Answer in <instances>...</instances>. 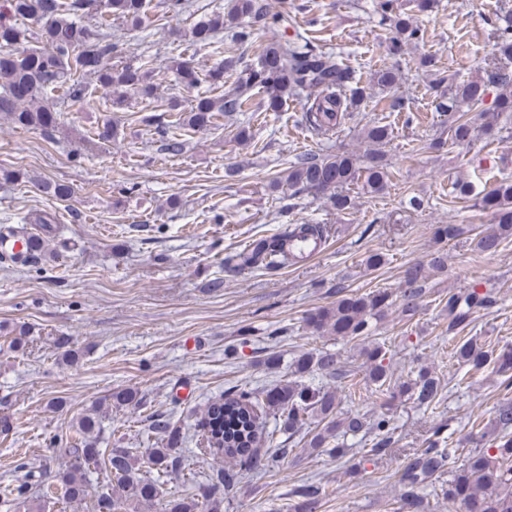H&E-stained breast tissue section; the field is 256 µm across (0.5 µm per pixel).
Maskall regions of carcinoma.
<instances>
[{
  "mask_svg": "<svg viewBox=\"0 0 512 512\" xmlns=\"http://www.w3.org/2000/svg\"><path fill=\"white\" fill-rule=\"evenodd\" d=\"M44 0H0V114L19 128H38L50 138L65 135L69 128L44 96L58 90L74 102L85 96L84 78L95 77L96 86L114 112L124 111L132 98L157 100L155 82L157 68L150 59L137 62L112 63V43L107 29L116 16L134 27L142 25L145 0H52L54 9L46 13ZM394 0H377L382 15L393 18L397 35L391 39L389 53L398 55L404 47L421 38V30L408 15L397 13ZM267 17L269 23L265 42L261 44L257 62L248 64L241 57H226L208 73L213 85L224 84V72L237 74V90H262L267 96L268 109L276 111L288 95H304V119L314 131L326 135L334 131L350 113L372 96L376 89L390 90L396 86L398 71L383 67L373 71L367 83L356 79L355 71L337 56L312 45L301 36L288 40L279 33L286 21L280 13L271 14L263 0H232L229 11L218 12L200 21L191 31L196 44L217 43L226 26H239L252 17ZM499 65L493 70L449 88L448 132L452 143L472 141L473 123L466 112H474L485 131L499 125L501 116L512 112V15L494 44ZM166 68L174 72L187 87L199 83L197 67L181 57H172ZM496 90L493 105L484 107L490 90ZM248 100L240 96H199L184 122L204 130L220 117L243 112ZM466 106L467 111L460 110ZM370 149L360 157L342 152L323 158L305 155L288 169L285 181L288 188L314 193H329V200L338 210L348 207L349 198L343 189L352 184L372 192L384 189L389 178L388 163L382 147L391 137L385 125L368 126L363 131ZM483 210L492 213L494 223L484 228L475 241L483 255L494 256L504 240L512 236V181H503L486 192L480 200ZM310 232L324 234L320 224H288L278 234L253 241L240 251L224 257V266L231 270L264 268L275 271L285 267L292 258L285 250L290 237ZM445 265V256L436 253L426 264L413 263L403 271L401 313L410 317L420 305L423 286ZM495 304L492 291L480 293L474 289L448 292V331L452 332L470 320L476 308ZM392 306L390 294L371 291L364 294H344L330 306L321 307L307 318V325L315 332L356 339L366 335L369 320L383 319ZM369 380L376 386L375 393L394 398L390 391L388 365L384 364L387 349L374 344L363 349ZM454 356L459 364L468 367L474 375L490 363L497 372L506 375L512 371V347L502 348L491 356L471 338L457 343ZM319 371L336 379L348 378L338 366L336 354L329 351L304 352L294 362L297 379L281 385L266 394V406L285 431L303 426L305 416L320 418L321 428L308 442L315 452L338 436L355 437L360 433H374L371 455L376 456L395 443L389 420L383 418L370 423L352 412L337 411L339 387L313 388L301 381L305 374ZM440 386L426 367L418 370L415 378L399 384L398 393L406 395L426 409L438 403ZM246 393H224L212 402L200 421L202 437L208 449L223 452L244 468L256 462L253 452L257 440V418L254 405ZM100 409L82 415L71 426V457L69 466L56 474L63 498L70 503L82 502L88 495L85 464L81 458L96 462L101 457L105 470L112 475L111 491L97 497L94 512H134L141 503H151L162 495L154 481L140 482L137 475L146 467L165 474L186 470L185 456L177 448L169 421L159 415L149 416L150 428L167 436L163 448H151L143 455H135L127 448L97 447L96 435L101 430ZM497 434L492 439L494 453L485 450L471 452L461 465H456L455 450L439 437L427 438L422 447L407 457L400 474V500L412 512H425L427 489L438 483L448 501L459 505L461 512H512V403L499 407L496 416ZM227 476L218 471L210 476L207 492L196 496L172 498L165 512H211L220 507ZM322 488L302 485L296 496L303 499L299 512H314ZM4 497L15 496L29 504L28 512H42L44 505L27 496L26 484L6 485Z\"/></svg>",
  "mask_w": 512,
  "mask_h": 512,
  "instance_id": "obj_1",
  "label": "carcinoma"
}]
</instances>
